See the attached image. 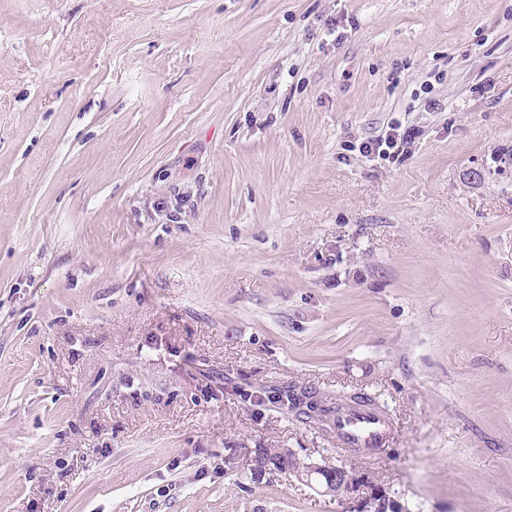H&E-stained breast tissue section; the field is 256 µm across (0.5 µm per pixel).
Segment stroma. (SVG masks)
Wrapping results in <instances>:
<instances>
[{
  "mask_svg": "<svg viewBox=\"0 0 512 512\" xmlns=\"http://www.w3.org/2000/svg\"><path fill=\"white\" fill-rule=\"evenodd\" d=\"M249 448L512 512V0H0V512H348ZM401 128V125L390 126L389 130L377 139L362 143L359 146V152L362 154L377 151L378 155L382 153L385 156H398L404 153L408 145L414 142L417 132L414 128L407 127L403 130ZM319 393L311 387L295 388L284 387L280 389L277 399L292 412L300 422L310 421L313 406L311 403L318 402ZM338 441L346 448H381L391 430L388 419L377 410H354L337 421ZM279 450L280 448H258L256 458L252 454L251 449H246L245 453L255 473L265 472L263 467L258 466L255 459L259 464L267 465L270 470L293 471L297 473V462L288 460V456H282Z\"/></svg>",
  "mask_w": 512,
  "mask_h": 512,
  "instance_id": "35a3bbf8",
  "label": "stroma"
}]
</instances>
